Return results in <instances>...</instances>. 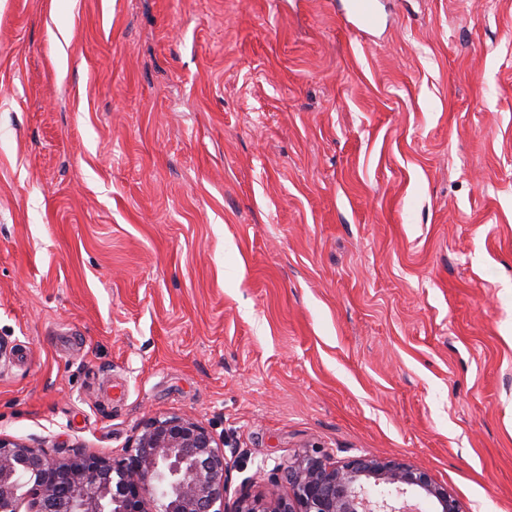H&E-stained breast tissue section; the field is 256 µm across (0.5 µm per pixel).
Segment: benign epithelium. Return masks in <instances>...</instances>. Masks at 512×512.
Wrapping results in <instances>:
<instances>
[{
  "instance_id": "benign-epithelium-1",
  "label": "benign epithelium",
  "mask_w": 512,
  "mask_h": 512,
  "mask_svg": "<svg viewBox=\"0 0 512 512\" xmlns=\"http://www.w3.org/2000/svg\"><path fill=\"white\" fill-rule=\"evenodd\" d=\"M224 441L182 415L148 420L118 460L77 452L59 458L0 434V512H418L409 495L436 512H463L423 467L356 456L336 464L320 451L273 479L259 496L226 508Z\"/></svg>"
}]
</instances>
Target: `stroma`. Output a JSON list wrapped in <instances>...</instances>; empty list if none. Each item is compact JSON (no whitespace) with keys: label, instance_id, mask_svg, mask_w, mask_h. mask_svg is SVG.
Masks as SVG:
<instances>
[{"label":"stroma","instance_id":"1","mask_svg":"<svg viewBox=\"0 0 512 512\" xmlns=\"http://www.w3.org/2000/svg\"><path fill=\"white\" fill-rule=\"evenodd\" d=\"M0 0V433L307 449L512 512V0ZM350 8L345 16L347 24L354 30L367 33L377 29L381 24L373 0H351Z\"/></svg>","mask_w":512,"mask_h":512}]
</instances>
